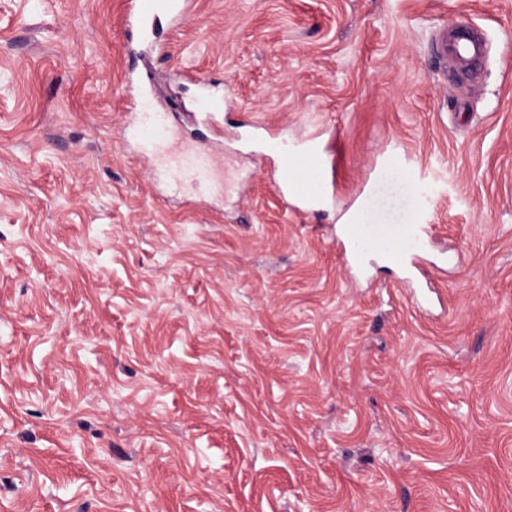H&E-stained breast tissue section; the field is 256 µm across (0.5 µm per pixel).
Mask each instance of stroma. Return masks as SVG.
I'll return each mask as SVG.
<instances>
[{
	"label": "stroma",
	"instance_id": "1",
	"mask_svg": "<svg viewBox=\"0 0 512 512\" xmlns=\"http://www.w3.org/2000/svg\"><path fill=\"white\" fill-rule=\"evenodd\" d=\"M127 15L0 0V512H512V0ZM458 20L473 79L436 46ZM153 110L223 152L207 191L129 137ZM271 131L321 209L276 193ZM392 181L431 227L422 310L336 245Z\"/></svg>",
	"mask_w": 512,
	"mask_h": 512
}]
</instances>
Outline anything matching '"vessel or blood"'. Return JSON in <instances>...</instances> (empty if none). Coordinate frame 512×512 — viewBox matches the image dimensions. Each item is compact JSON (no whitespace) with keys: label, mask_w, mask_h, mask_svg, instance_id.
Masks as SVG:
<instances>
[{"label":"vessel or blood","mask_w":512,"mask_h":512,"mask_svg":"<svg viewBox=\"0 0 512 512\" xmlns=\"http://www.w3.org/2000/svg\"><path fill=\"white\" fill-rule=\"evenodd\" d=\"M168 15L172 21H182L188 14L186 0H131V22L144 29L154 24L159 15ZM136 138L144 154L165 155L170 168L176 174L206 170L210 156L201 147H182L173 142L169 130L156 123H141ZM301 179L294 163L284 162L282 175L275 183L277 193L289 200L295 209L321 203L326 198L325 188L309 192L301 189ZM427 225H393L390 235L384 236L374 224H349L338 244L345 263L350 269L363 267L368 256L379 253L392 258L403 266L421 269L423 250L426 245Z\"/></svg>","instance_id":"1"}]
</instances>
